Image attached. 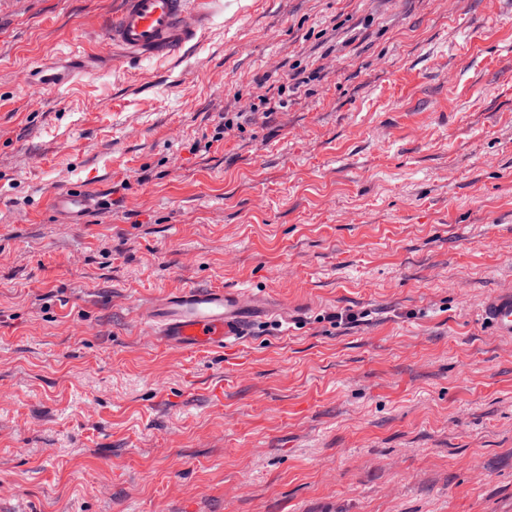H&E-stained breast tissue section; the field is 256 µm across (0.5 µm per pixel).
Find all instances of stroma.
Listing matches in <instances>:
<instances>
[{
	"instance_id": "35a3bbf8",
	"label": "stroma",
	"mask_w": 512,
	"mask_h": 512,
	"mask_svg": "<svg viewBox=\"0 0 512 512\" xmlns=\"http://www.w3.org/2000/svg\"><path fill=\"white\" fill-rule=\"evenodd\" d=\"M120 6L0 0V512H512L478 320L512 291V0H220L144 63L103 45ZM87 183L107 208L50 211ZM185 286L282 312L224 352L136 329Z\"/></svg>"
}]
</instances>
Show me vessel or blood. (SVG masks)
I'll list each match as a JSON object with an SVG mask.
<instances>
[{"mask_svg": "<svg viewBox=\"0 0 512 512\" xmlns=\"http://www.w3.org/2000/svg\"><path fill=\"white\" fill-rule=\"evenodd\" d=\"M214 0H122L106 33V42L122 48L127 58L145 62L178 51L197 35ZM50 205L74 217L98 209L97 197L81 189L53 194ZM267 300L248 291L221 288H178L146 309L140 320L147 335L181 350L217 351L237 344L255 318L273 312ZM495 335L512 336V292L490 295L481 309Z\"/></svg>", "mask_w": 512, "mask_h": 512, "instance_id": "vessel-or-blood-1", "label": "vessel or blood"}]
</instances>
